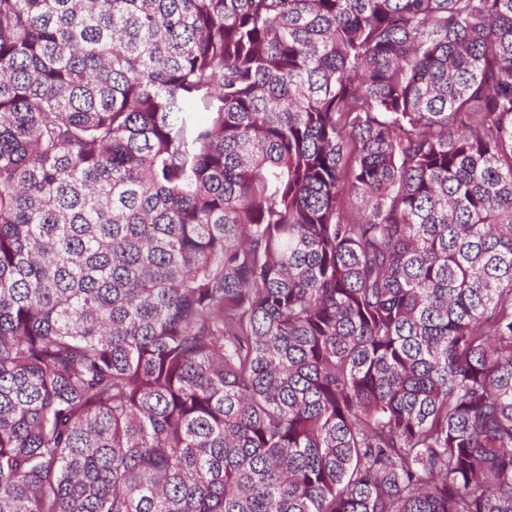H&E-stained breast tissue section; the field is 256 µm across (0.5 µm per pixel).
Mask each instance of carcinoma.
<instances>
[{
  "instance_id": "cac0c4a2",
  "label": "carcinoma",
  "mask_w": 512,
  "mask_h": 512,
  "mask_svg": "<svg viewBox=\"0 0 512 512\" xmlns=\"http://www.w3.org/2000/svg\"><path fill=\"white\" fill-rule=\"evenodd\" d=\"M0 512H512V0H0Z\"/></svg>"
}]
</instances>
